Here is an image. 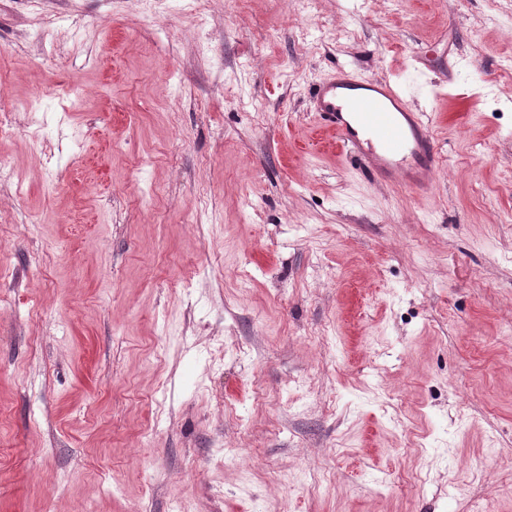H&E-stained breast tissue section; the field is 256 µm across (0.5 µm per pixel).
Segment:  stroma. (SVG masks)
<instances>
[{
    "instance_id": "1",
    "label": "stroma",
    "mask_w": 512,
    "mask_h": 512,
    "mask_svg": "<svg viewBox=\"0 0 512 512\" xmlns=\"http://www.w3.org/2000/svg\"><path fill=\"white\" fill-rule=\"evenodd\" d=\"M1 114L0 512H512V0H0ZM313 102V112L374 180L412 197L430 192L440 158L434 134L392 82L342 64L318 87Z\"/></svg>"
}]
</instances>
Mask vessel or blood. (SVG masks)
<instances>
[{"label":"vessel or blood","mask_w":512,"mask_h":512,"mask_svg":"<svg viewBox=\"0 0 512 512\" xmlns=\"http://www.w3.org/2000/svg\"><path fill=\"white\" fill-rule=\"evenodd\" d=\"M314 110L374 180L413 197L430 192L439 165L434 134L388 79L339 65L318 87Z\"/></svg>","instance_id":"b4317fda"}]
</instances>
